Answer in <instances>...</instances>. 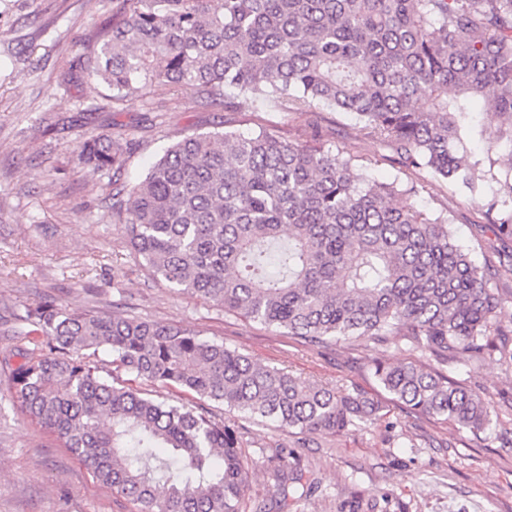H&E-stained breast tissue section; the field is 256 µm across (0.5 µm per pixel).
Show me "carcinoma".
I'll return each instance as SVG.
<instances>
[{
	"instance_id": "carcinoma-1",
	"label": "carcinoma",
	"mask_w": 512,
	"mask_h": 512,
	"mask_svg": "<svg viewBox=\"0 0 512 512\" xmlns=\"http://www.w3.org/2000/svg\"><path fill=\"white\" fill-rule=\"evenodd\" d=\"M113 10L81 63L112 104L166 87L226 111L246 96L346 112L398 165L378 182L327 142L186 135L113 199L134 256L167 286L306 343L404 341L432 363L372 359L381 389L416 414L485 431L488 402L444 366L508 350L489 281L512 264L476 265L447 216L412 202L413 176L486 195L482 219L512 236V0H116ZM126 149L122 134L93 137L79 159L118 170ZM21 321L31 347L12 368L15 400L136 512H239L238 426L101 377L90 350L136 380L291 433L384 418L358 391L303 381L185 326L69 312L51 297Z\"/></svg>"
}]
</instances>
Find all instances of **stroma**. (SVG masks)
<instances>
[{"instance_id":"35a3bbf8","label":"stroma","mask_w":512,"mask_h":512,"mask_svg":"<svg viewBox=\"0 0 512 512\" xmlns=\"http://www.w3.org/2000/svg\"><path fill=\"white\" fill-rule=\"evenodd\" d=\"M112 0H0V355L19 342L7 320L44 297L74 311L128 315L182 325L254 360L333 388L386 401L383 422L292 435L213 402L204 408L239 427L248 485L240 512H512V360L461 355L448 366L459 383L492 406L489 431L473 435L387 402L369 370L422 360L405 343L322 348L280 330L225 314L154 280L111 217L112 196L142 179L163 151L191 133L259 129L312 143H342L392 181L386 147L343 112H291L274 102L238 99L234 111L201 109L166 89L134 93L113 106L79 64L112 18ZM128 137L119 172L78 165L94 135ZM416 203L449 213L451 237L476 263L512 255V239L481 223L484 201L422 175ZM0 364V512H135L99 482L56 434L14 403ZM302 473L306 496L280 494V458Z\"/></svg>"}]
</instances>
